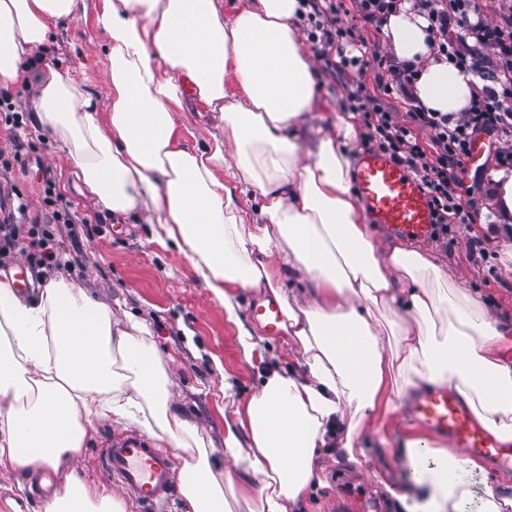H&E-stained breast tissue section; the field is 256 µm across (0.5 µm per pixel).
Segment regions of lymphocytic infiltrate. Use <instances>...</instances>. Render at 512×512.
Wrapping results in <instances>:
<instances>
[{"instance_id": "lymphocytic-infiltrate-1", "label": "lymphocytic infiltrate", "mask_w": 512, "mask_h": 512, "mask_svg": "<svg viewBox=\"0 0 512 512\" xmlns=\"http://www.w3.org/2000/svg\"><path fill=\"white\" fill-rule=\"evenodd\" d=\"M365 22L383 24L397 9L409 7L424 17L436 57L454 62L478 76L483 85L470 107L456 114L426 112L414 94L416 67L369 51L351 27L339 24L336 0H300L312 28L322 31L319 57L336 52L341 63L373 70L376 92L356 85L347 96L350 111L359 113L368 143L406 167L422 182L433 209L436 234L447 237L458 225L474 221L475 208L457 194L469 147L478 133L512 139V14L493 23L476 0H354ZM397 94L402 109L384 102ZM26 200L0 220V254L19 251L38 265L58 264L52 234L39 228Z\"/></svg>"}]
</instances>
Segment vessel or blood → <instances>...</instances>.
I'll list each match as a JSON object with an SVG mask.
<instances>
[{"instance_id": "vessel-or-blood-1", "label": "vessel or blood", "mask_w": 512, "mask_h": 512, "mask_svg": "<svg viewBox=\"0 0 512 512\" xmlns=\"http://www.w3.org/2000/svg\"><path fill=\"white\" fill-rule=\"evenodd\" d=\"M354 187L370 222L408 239L425 241L433 236L434 218L425 191L390 157L362 151L356 161ZM250 314L269 334L278 333L282 313L275 301L253 303ZM405 415L429 435L450 439L469 456L492 458L498 454L496 438L475 425L470 408L451 389L423 391L406 406ZM102 468L112 483L151 512H171L178 484V466L171 449L131 431L115 434L105 442Z\"/></svg>"}]
</instances>
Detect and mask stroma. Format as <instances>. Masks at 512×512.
<instances>
[{
    "label": "stroma",
    "mask_w": 512,
    "mask_h": 512,
    "mask_svg": "<svg viewBox=\"0 0 512 512\" xmlns=\"http://www.w3.org/2000/svg\"><path fill=\"white\" fill-rule=\"evenodd\" d=\"M87 4L86 15L52 27L47 41L24 61L13 85L23 110L19 131L23 147L9 174L10 183L36 211L43 210L42 199L51 187L72 201L82 221L57 225L55 248L61 264L49 270V277H64L112 305L119 318L150 326L175 380L174 409L211 440L215 471L231 474L236 490L255 494L257 480L225 463L224 434L268 372L295 369L294 342L285 333L266 336L261 354L245 359L236 326L226 320L223 307L211 297L185 251L166 237L160 225L148 224L143 214L115 217L101 210L82 189L51 131L31 120L38 77L45 67L71 71L97 97L106 94L109 61L104 34L95 20L98 0ZM313 65L322 103L300 127L299 135L309 146L345 115L344 102L352 85L360 81L367 89L375 87L373 72L340 70L320 59ZM178 120L184 145L193 149L208 140L218 115L187 93ZM501 147V142L486 141L478 160L461 175L460 193L463 199H475L479 211L475 223L460 227L447 242L418 241L414 247L440 256L449 276L464 277L496 318L512 321V238L486 216L495 206L486 191L492 186L489 172L498 166L495 154ZM96 428L76 472L89 485L108 488L112 482L102 470L101 450L107 436L131 430L132 425L112 417L97 420ZM414 433L396 411L367 429L363 465L348 462L339 449H323L316 460L319 480L300 500L298 512H332L342 504L347 512H374L377 503L381 512H400L397 501L380 489L374 476L382 473L394 483H405L398 451Z\"/></svg>",
    "instance_id": "1"
}]
</instances>
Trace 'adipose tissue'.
I'll return each mask as SVG.
<instances>
[{
	"label": "adipose tissue",
	"mask_w": 512,
	"mask_h": 512,
	"mask_svg": "<svg viewBox=\"0 0 512 512\" xmlns=\"http://www.w3.org/2000/svg\"><path fill=\"white\" fill-rule=\"evenodd\" d=\"M299 8L298 0H247L228 20L223 0H101L107 108L53 67L40 73L33 105L35 123L52 131L103 209L157 219L186 249L238 324L245 356L259 343L240 324V291L265 289L279 302L300 370L268 375L224 438L225 458L259 480L244 499L247 512H292L316 476L318 449L334 444L349 462H365L366 426L429 387L455 390L512 451V322L494 318L435 257L400 242L376 248L350 192L351 118H339L309 151L297 135L319 106L317 74L295 27ZM86 9V0H0V87L18 79L52 24ZM427 25L403 9L383 32L397 59L418 65L415 93L426 110L465 111L475 79L434 61ZM230 71L239 85L232 96ZM189 85L220 121L196 149L184 146L176 116ZM229 145L228 183L219 171ZM249 194L261 199L251 215L241 205ZM288 274L305 281L303 295L287 294ZM171 386L148 325L119 326L111 306L62 278L31 304L0 281V466L64 473L46 512H126L112 491L73 471L100 417L137 423L181 449L183 512H234L211 442L172 410ZM400 457L408 483L380 485L401 512H465L476 496L480 512L512 507V483L502 477L512 472V454L486 469L415 437Z\"/></svg>",
	"instance_id": "ef3b65f1"
}]
</instances>
